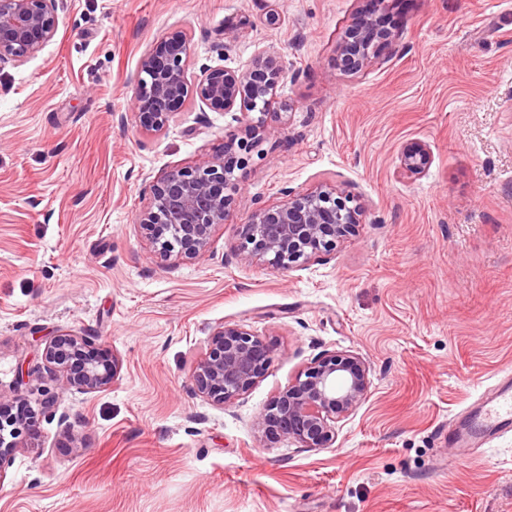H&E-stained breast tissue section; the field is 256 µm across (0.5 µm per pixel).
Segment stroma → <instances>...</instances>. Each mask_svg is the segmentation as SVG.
<instances>
[{"mask_svg": "<svg viewBox=\"0 0 512 512\" xmlns=\"http://www.w3.org/2000/svg\"><path fill=\"white\" fill-rule=\"evenodd\" d=\"M365 5L65 0L55 38L0 65V395L57 398L18 437L0 512H512V433L456 464L445 440L512 368V0H393L394 48L350 75L336 45ZM176 31L190 82L264 50L288 103L209 251L180 262L139 226L150 187L250 116L191 96L141 129L140 61ZM417 145L431 160L412 176L399 160ZM321 184L361 205L355 236L288 271L240 260L254 211ZM225 322L273 349L226 409L192 379ZM70 330L121 360L116 382L86 394L46 368ZM331 351L371 379L335 443L263 437L272 397Z\"/></svg>", "mask_w": 512, "mask_h": 512, "instance_id": "obj_1", "label": "stroma"}]
</instances>
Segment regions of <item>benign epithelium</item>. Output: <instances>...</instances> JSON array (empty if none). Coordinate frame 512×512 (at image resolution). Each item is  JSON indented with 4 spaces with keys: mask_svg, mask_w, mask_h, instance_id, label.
Instances as JSON below:
<instances>
[{
    "mask_svg": "<svg viewBox=\"0 0 512 512\" xmlns=\"http://www.w3.org/2000/svg\"><path fill=\"white\" fill-rule=\"evenodd\" d=\"M389 0H369L343 31L336 49V66L356 74L395 43L384 26ZM58 0H0V63L22 62L36 55L57 34ZM191 43L184 32L158 42L141 59L135 87L137 116L147 131H159L173 109L192 95L201 102L234 112L240 108L260 117L244 125L241 137L224 145V154L205 167L174 170L151 186L140 225L164 257L193 259L206 251L215 226L224 223L238 192L237 172L247 164L259 141L276 133L264 116L279 105V90L286 66L262 51L246 71L215 67L197 83L188 80ZM430 156L423 147L403 153L401 169L421 174ZM360 207L336 187L321 185L290 195L288 201L261 207L241 225L238 255L241 260L268 262L289 270L336 248L360 224ZM49 371L62 376L70 388L96 392L114 383L120 364L93 336L63 332L44 350ZM272 361L271 345L243 326L223 323L212 334L193 379L198 391L215 405L229 407L253 387ZM369 370L357 354L324 353L280 390L258 419L265 438L287 437L303 448H328L336 441L337 424L368 397ZM56 397L45 394L39 408L26 407L18 416L6 414L0 395V468L13 457L14 438L34 426L38 415L51 412Z\"/></svg>",
    "mask_w": 512,
    "mask_h": 512,
    "instance_id": "1",
    "label": "benign epithelium"
}]
</instances>
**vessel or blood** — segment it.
I'll list each match as a JSON object with an SVG mask.
<instances>
[{"label":"vessel or blood","instance_id":"1","mask_svg":"<svg viewBox=\"0 0 512 512\" xmlns=\"http://www.w3.org/2000/svg\"><path fill=\"white\" fill-rule=\"evenodd\" d=\"M512 430V375H506L490 393L484 396L477 410L469 416V428L449 435L448 441L466 447L469 438H479L492 432Z\"/></svg>","mask_w":512,"mask_h":512}]
</instances>
